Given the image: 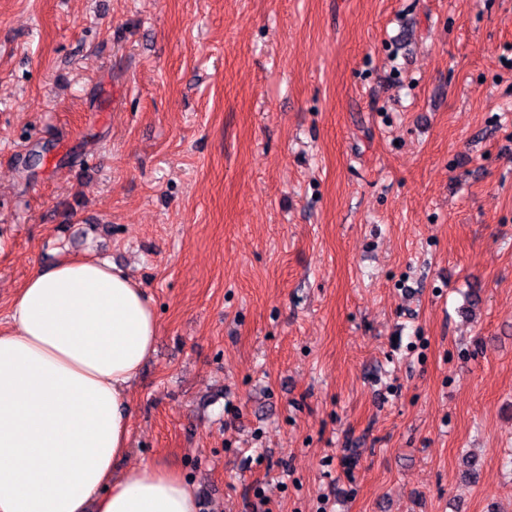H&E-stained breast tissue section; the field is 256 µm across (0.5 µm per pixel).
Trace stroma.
<instances>
[{
  "label": "stroma",
  "mask_w": 512,
  "mask_h": 512,
  "mask_svg": "<svg viewBox=\"0 0 512 512\" xmlns=\"http://www.w3.org/2000/svg\"><path fill=\"white\" fill-rule=\"evenodd\" d=\"M65 255L199 512H512V0H0V325Z\"/></svg>",
  "instance_id": "obj_1"
}]
</instances>
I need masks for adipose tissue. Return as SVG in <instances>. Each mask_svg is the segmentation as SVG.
I'll return each instance as SVG.
<instances>
[{
    "label": "adipose tissue",
    "instance_id": "ef3b65f1",
    "mask_svg": "<svg viewBox=\"0 0 512 512\" xmlns=\"http://www.w3.org/2000/svg\"><path fill=\"white\" fill-rule=\"evenodd\" d=\"M0 331V512H197L179 474L128 469V390L154 350L156 314L118 266L35 267Z\"/></svg>",
    "mask_w": 512,
    "mask_h": 512
}]
</instances>
